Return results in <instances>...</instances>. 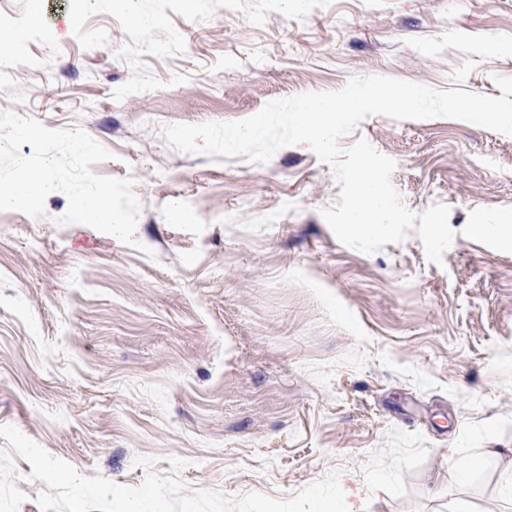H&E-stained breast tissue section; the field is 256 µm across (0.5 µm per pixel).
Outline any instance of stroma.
<instances>
[{
    "label": "stroma",
    "mask_w": 512,
    "mask_h": 512,
    "mask_svg": "<svg viewBox=\"0 0 512 512\" xmlns=\"http://www.w3.org/2000/svg\"><path fill=\"white\" fill-rule=\"evenodd\" d=\"M372 74L500 96L512 0H0V113L84 129L142 204L135 248L58 224L59 191L0 211V425L124 486L176 456L189 494L285 500L336 470L363 512H512V245L477 230L512 224V135L377 115L340 139L393 159L414 213L449 207L437 265L413 232L341 243L308 144L254 164L160 134ZM443 448L479 469L449 485ZM31 472L0 437V512H41Z\"/></svg>",
    "instance_id": "1"
}]
</instances>
